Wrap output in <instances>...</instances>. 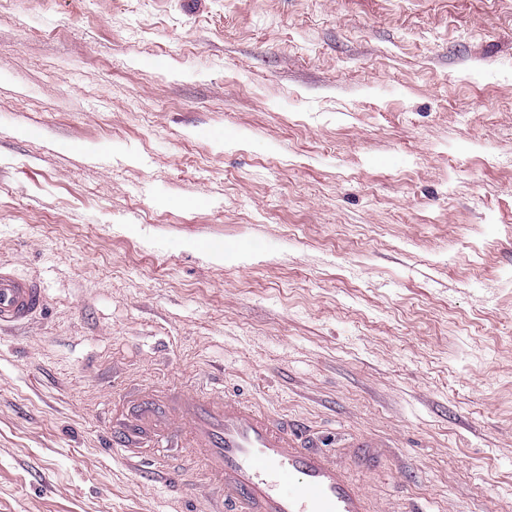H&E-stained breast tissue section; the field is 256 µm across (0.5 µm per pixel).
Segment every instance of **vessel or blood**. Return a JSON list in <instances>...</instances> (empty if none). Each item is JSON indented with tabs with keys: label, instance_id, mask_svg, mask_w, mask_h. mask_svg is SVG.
Masks as SVG:
<instances>
[{
	"label": "vessel or blood",
	"instance_id": "obj_1",
	"mask_svg": "<svg viewBox=\"0 0 512 512\" xmlns=\"http://www.w3.org/2000/svg\"><path fill=\"white\" fill-rule=\"evenodd\" d=\"M47 297L39 281L0 266V328L33 320ZM105 451L168 488L183 449L202 470L208 512H387L316 439L249 399L205 385L147 384L107 408Z\"/></svg>",
	"mask_w": 512,
	"mask_h": 512
}]
</instances>
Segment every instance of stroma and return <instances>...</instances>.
I'll return each instance as SVG.
<instances>
[{"instance_id": "stroma-1", "label": "stroma", "mask_w": 512, "mask_h": 512, "mask_svg": "<svg viewBox=\"0 0 512 512\" xmlns=\"http://www.w3.org/2000/svg\"><path fill=\"white\" fill-rule=\"evenodd\" d=\"M0 265V512H170L101 410L213 376L512 512V0H0ZM46 304L47 297L39 281L0 266V328L33 320Z\"/></svg>"}]
</instances>
